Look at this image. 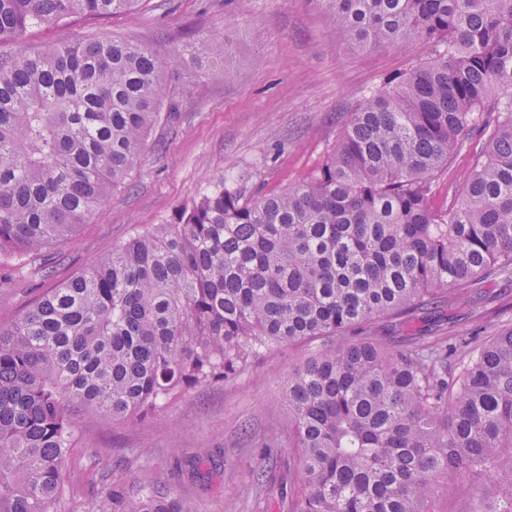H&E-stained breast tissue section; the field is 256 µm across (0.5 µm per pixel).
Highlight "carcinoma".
<instances>
[{"label": "carcinoma", "instance_id": "carcinoma-1", "mask_svg": "<svg viewBox=\"0 0 512 512\" xmlns=\"http://www.w3.org/2000/svg\"><path fill=\"white\" fill-rule=\"evenodd\" d=\"M138 2L0 0V45ZM315 2L362 49L433 57L373 91L305 180L257 198L246 172L222 181L0 328V512H58L79 408L147 419L286 343L312 345L282 387L301 474L288 512H432L481 477L467 512H512V329L381 336L512 272V0ZM228 52L221 33L169 62L125 39L0 54V252L87 223L130 180L170 70L241 81L211 68ZM484 114L487 150L433 207V177ZM97 512L189 510L143 484Z\"/></svg>", "mask_w": 512, "mask_h": 512}]
</instances>
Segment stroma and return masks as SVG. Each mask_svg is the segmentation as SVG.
<instances>
[{"instance_id":"stroma-1","label":"stroma","mask_w":512,"mask_h":512,"mask_svg":"<svg viewBox=\"0 0 512 512\" xmlns=\"http://www.w3.org/2000/svg\"><path fill=\"white\" fill-rule=\"evenodd\" d=\"M222 32L234 40L233 63L245 79L173 73L165 97L173 113L151 132L129 185L113 190L109 205L65 243L23 257L0 254V327L213 182L247 171L249 190L270 195L304 179L372 91L430 58L420 42L361 49L314 0H139L126 13L30 28L25 43L44 50L126 38L165 60L195 36ZM489 138L473 127L461 133L457 153L433 180L435 205L459 195ZM424 316L436 335L464 325L484 337L511 329L512 278H490ZM310 350L283 345L137 424L85 413L64 467L60 512H93L104 489L141 483L180 499L189 512H288L280 489L296 475L288 467L282 383Z\"/></svg>"}]
</instances>
